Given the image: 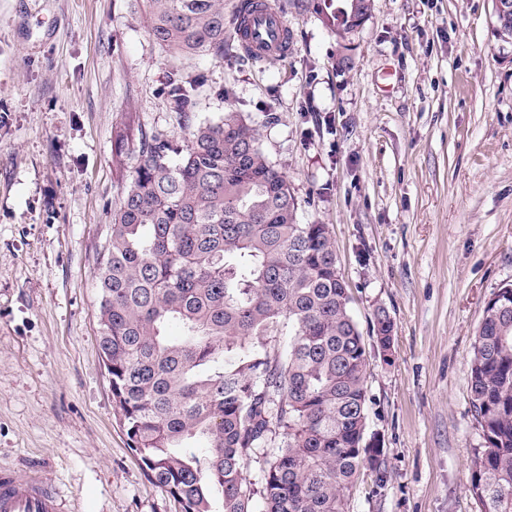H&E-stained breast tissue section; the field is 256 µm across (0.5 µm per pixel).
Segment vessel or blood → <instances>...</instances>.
<instances>
[{"instance_id":"b4317fda","label":"vessel or blood","mask_w":512,"mask_h":512,"mask_svg":"<svg viewBox=\"0 0 512 512\" xmlns=\"http://www.w3.org/2000/svg\"><path fill=\"white\" fill-rule=\"evenodd\" d=\"M235 36L248 56L260 62L291 49L288 23L271 0H253L248 11L240 13ZM0 512H66V507L59 491L40 471L20 476L1 466Z\"/></svg>"}]
</instances>
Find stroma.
Returning a JSON list of instances; mask_svg holds the SVG:
<instances>
[{"label": "stroma", "instance_id": "stroma-1", "mask_svg": "<svg viewBox=\"0 0 512 512\" xmlns=\"http://www.w3.org/2000/svg\"><path fill=\"white\" fill-rule=\"evenodd\" d=\"M288 55H181L150 38L142 0H0V464L40 470L68 512H182L129 448L98 350L100 249L123 187L129 121L182 141L192 118L256 123L303 224L328 225L361 332L385 308L391 358L368 343L367 437L349 512H479L484 447L469 354L512 284V42L493 0H373L346 43L273 0ZM351 58L339 68L340 54ZM195 91V84L185 81H174L169 91L172 110L176 113L177 120L181 124H187L191 120L189 107Z\"/></svg>", "mask_w": 512, "mask_h": 512}]
</instances>
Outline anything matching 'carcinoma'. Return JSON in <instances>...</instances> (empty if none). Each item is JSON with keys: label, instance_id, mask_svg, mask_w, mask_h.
Returning a JSON list of instances; mask_svg holds the SVG:
<instances>
[{"label": "carcinoma", "instance_id": "obj_1", "mask_svg": "<svg viewBox=\"0 0 512 512\" xmlns=\"http://www.w3.org/2000/svg\"><path fill=\"white\" fill-rule=\"evenodd\" d=\"M318 0L344 41L373 0ZM150 36L174 52L224 54V0H143ZM195 84L169 91L181 124ZM128 166L96 269L97 345L148 479L182 512H348L346 491L380 447L365 444L367 347L325 224H300L288 179L253 120L232 109L180 143L140 124L116 132ZM133 165H127L128 160ZM177 322L183 335H167ZM288 328L283 346L270 339ZM394 322L374 314L390 343ZM486 446L468 491L512 512V285L484 310L470 353ZM261 464L260 487L243 477Z\"/></svg>", "mask_w": 512, "mask_h": 512}]
</instances>
